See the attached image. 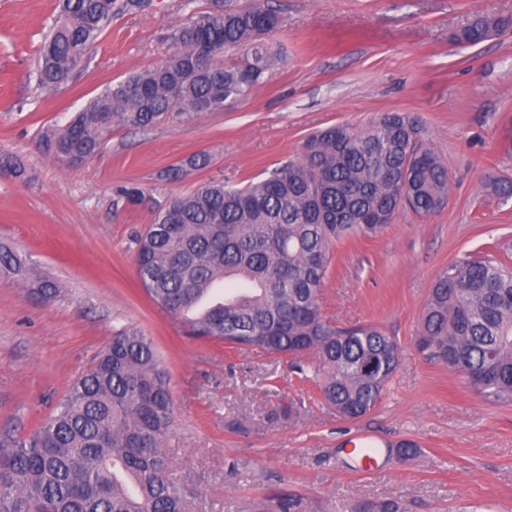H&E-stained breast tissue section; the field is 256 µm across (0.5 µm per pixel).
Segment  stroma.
Wrapping results in <instances>:
<instances>
[{
  "label": "stroma",
  "instance_id": "obj_1",
  "mask_svg": "<svg viewBox=\"0 0 512 512\" xmlns=\"http://www.w3.org/2000/svg\"><path fill=\"white\" fill-rule=\"evenodd\" d=\"M215 0H144L116 12L65 85L39 86L33 69L57 0H0V242L61 280L40 304L0 280V432L36 429L125 329L149 336L171 378L173 429L163 447L171 479L192 486L196 512H264L267 499L297 512H358L398 500L405 512H512V405L488 403L415 338L436 277L458 256L512 243V199L491 180L512 178V27L474 47L454 34L476 17H512V0H273L285 22L278 56L251 96L221 112L145 131L113 125L100 157L66 165L42 132L66 125L109 84L159 63L176 26ZM406 112L448 168L446 206L424 218L400 211L373 237L336 243L323 310L336 325L372 324L400 348L379 404L348 420L324 404L290 359L188 336L140 285L135 237L159 204L207 180L244 185L296 157L311 133L365 128ZM204 152L201 169L168 168ZM134 184L140 205L120 187ZM290 416H280L283 406ZM382 443L377 470L349 454L352 435ZM418 445L407 460L390 455Z\"/></svg>",
  "mask_w": 512,
  "mask_h": 512
}]
</instances>
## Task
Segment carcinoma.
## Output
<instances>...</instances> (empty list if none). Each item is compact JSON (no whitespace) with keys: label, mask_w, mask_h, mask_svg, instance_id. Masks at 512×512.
<instances>
[{"label":"carcinoma","mask_w":512,"mask_h":512,"mask_svg":"<svg viewBox=\"0 0 512 512\" xmlns=\"http://www.w3.org/2000/svg\"><path fill=\"white\" fill-rule=\"evenodd\" d=\"M114 8L115 0H61L39 50V85L71 79ZM283 22L269 0L189 17L165 59L107 86L65 127L45 133L44 148L61 161L92 159L116 122L146 129L247 99L276 57L266 37ZM489 23L508 27L512 19L476 18L454 40L477 45ZM239 49L242 61L224 64V53ZM417 134L418 120L400 112H384L362 131L330 126L264 179L242 188L209 180L171 198L137 241L140 283L196 338L314 356L324 400L346 418L364 416L396 372L399 347L374 325L336 326L322 310V288L333 242L375 235L404 208L425 217L443 209L448 169ZM208 162L193 154L167 176ZM0 279L46 303L61 297L57 280L2 245ZM217 285L239 299L196 312ZM416 346L487 402L511 405L512 267L489 255L450 263L430 290ZM172 417L169 376L152 340L118 333L34 432L0 438V512H193V493L169 478L160 448ZM360 512L401 507L384 499Z\"/></svg>","instance_id":"carcinoma-1"}]
</instances>
